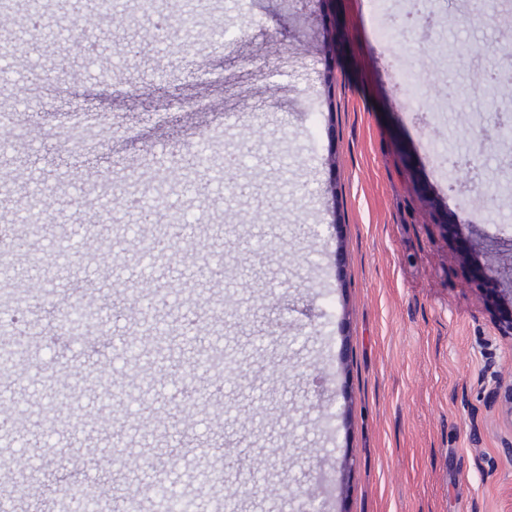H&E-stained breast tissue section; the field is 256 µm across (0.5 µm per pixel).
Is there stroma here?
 Instances as JSON below:
<instances>
[{
  "label": "stroma",
  "mask_w": 512,
  "mask_h": 512,
  "mask_svg": "<svg viewBox=\"0 0 512 512\" xmlns=\"http://www.w3.org/2000/svg\"><path fill=\"white\" fill-rule=\"evenodd\" d=\"M169 0L164 44L144 0L124 21L100 16L95 51L59 40L0 59V113L29 137L0 141V224L35 181L71 268L44 299L9 317L38 326L18 361L85 419L0 442L26 458L15 512H70L95 487L101 512H159L151 487L173 483L191 512H224L226 494L262 461L266 485L239 512H512V138L497 137L481 95L485 68L512 52L501 0H209L191 37ZM223 27V37L212 30ZM58 73L42 103L21 85ZM191 98L183 108L172 96ZM491 139L468 173L449 157ZM237 161L210 183L201 150ZM167 181L165 202L196 228L155 281L185 298L204 343L236 351L224 388L176 444L179 404L200 384L194 344L172 313L167 337L119 318L92 352L54 340L69 303L108 310L140 287L132 260L99 249L140 216L124 201ZM115 201L105 213L96 196ZM479 214H471V205ZM264 238V273L242 271ZM147 352L128 366L122 337ZM136 382L144 404L94 392L102 368ZM133 455L134 469L117 455ZM220 468L223 483L201 471Z\"/></svg>",
  "instance_id": "35a3bbf8"
}]
</instances>
